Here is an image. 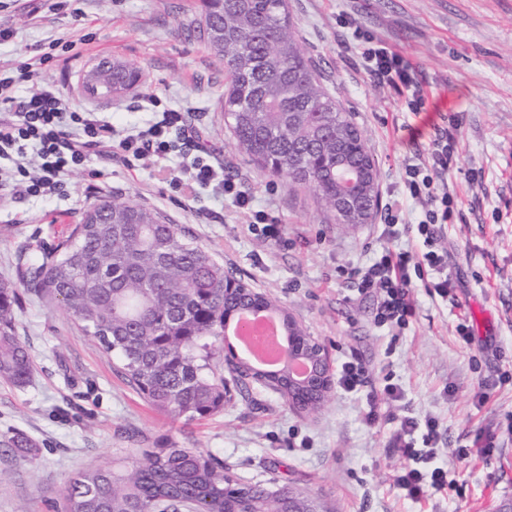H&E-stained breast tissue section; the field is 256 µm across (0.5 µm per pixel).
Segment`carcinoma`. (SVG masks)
<instances>
[{
    "instance_id": "cac0c4a2",
    "label": "carcinoma",
    "mask_w": 512,
    "mask_h": 512,
    "mask_svg": "<svg viewBox=\"0 0 512 512\" xmlns=\"http://www.w3.org/2000/svg\"><path fill=\"white\" fill-rule=\"evenodd\" d=\"M186 30L205 34L224 63V112L233 148L270 175L288 174L338 224L336 196L345 172L371 160L363 133L319 84L299 47L286 0H198ZM115 96L139 82L137 67L115 59L101 75ZM235 277L184 228L134 200L104 197L70 236L26 260L18 281L0 280V381L26 388L34 356L16 333L23 298L60 302L81 331L117 357L144 401L174 420L224 410V377L210 361L224 343V312L265 294H226ZM0 446L24 461L39 442L0 434ZM282 512L285 499L242 484L216 458L175 444L131 468L99 467L68 484L63 512Z\"/></svg>"
}]
</instances>
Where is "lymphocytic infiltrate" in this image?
<instances>
[{
	"label": "lymphocytic infiltrate",
	"mask_w": 512,
	"mask_h": 512,
	"mask_svg": "<svg viewBox=\"0 0 512 512\" xmlns=\"http://www.w3.org/2000/svg\"><path fill=\"white\" fill-rule=\"evenodd\" d=\"M351 29L368 74L379 87L407 92L412 112L423 110L426 96L411 63L394 47L356 28L350 18H339ZM75 41L58 38L36 48L34 61H0V202L17 196H58L69 175L89 169L92 178H104L106 166L125 167L152 157L187 156L186 166L171 172L169 185L190 194L206 192L231 202L248 231L270 245L281 244L285 227L278 214L254 206L255 193L238 177L225 173L202 140L201 127L187 111L163 105L153 98L154 112L143 125L125 129L111 118L88 108L73 107L54 86L39 83L41 68L74 51ZM458 145L447 127L435 126L427 152H414L406 165L404 189L391 195L377 224L380 250L365 265L356 267L360 291L378 290V324L399 335L416 312L415 276L425 277L440 297L452 289L448 254L438 249L441 224L454 212V200L444 188L448 158ZM424 206L416 224L424 249L398 248V224L404 223V199ZM441 424L402 417L395 446L405 461L395 484L405 497L418 500L428 489L448 485V472L436 466V442Z\"/></svg>",
	"instance_id": "obj_1"
}]
</instances>
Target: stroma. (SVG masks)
<instances>
[{
    "mask_svg": "<svg viewBox=\"0 0 512 512\" xmlns=\"http://www.w3.org/2000/svg\"><path fill=\"white\" fill-rule=\"evenodd\" d=\"M86 17L0 11L14 36L0 59L25 61L36 45L68 35L80 55L42 70L41 80L76 107H91L124 126L142 122L147 100L200 113L203 140L225 170L256 190L255 206L277 211L287 241L266 246L247 232L228 203L203 193L187 200L159 174L181 158L109 168L98 192L85 171L69 194L21 197L0 205V278H16L22 259L58 243L104 196H130L189 230L250 288L274 297L327 349L332 363L356 356L373 371L355 394L332 389L318 412L304 413L279 393L226 381L223 412L187 422L153 412L99 345L84 337L57 303L26 300L18 334L35 357L23 390L0 383V433L18 429L40 443L34 462L0 451V512H53L65 483L115 462L132 466L144 451L174 443L223 461L238 481L287 487L314 499L321 512H502L512 503V0H288L299 43L325 91L362 129L380 174V190L399 188L410 141L427 149L434 125L459 119L460 145L446 188L458 201L438 241L448 251L454 297L420 289L417 311L400 335L374 322V296L357 291L353 267L379 249L372 224H337L287 176H271L231 149L224 117L225 73L205 38L182 26L193 0H78ZM359 26L400 49L427 90L422 112L378 87L336 25ZM91 41H84L85 32ZM136 65L138 85L120 99H91L83 77L96 60ZM211 213L199 223L196 209ZM467 317L471 342L457 333ZM401 387L387 400L385 382ZM487 400H480L481 391ZM375 406L379 419L362 414ZM433 416L453 485L404 499L394 477L404 461L392 445L402 416ZM503 432L493 455L473 452L479 430ZM466 462H459L461 451Z\"/></svg>",
    "mask_w": 512,
    "mask_h": 512,
    "instance_id": "stroma-1",
    "label": "stroma"
}]
</instances>
